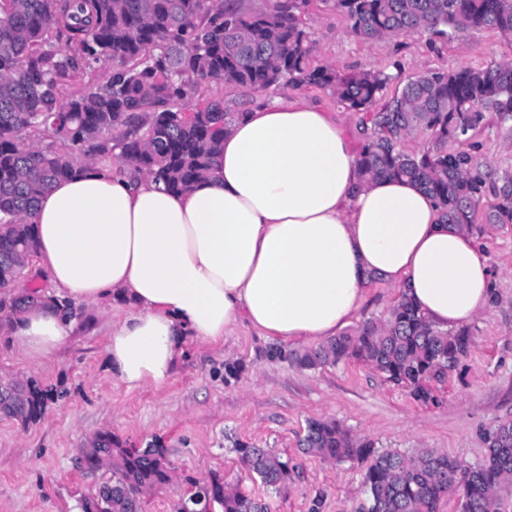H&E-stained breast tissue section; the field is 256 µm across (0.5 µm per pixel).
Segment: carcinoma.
I'll list each match as a JSON object with an SVG mask.
<instances>
[{"instance_id": "obj_1", "label": "carcinoma", "mask_w": 512, "mask_h": 512, "mask_svg": "<svg viewBox=\"0 0 512 512\" xmlns=\"http://www.w3.org/2000/svg\"><path fill=\"white\" fill-rule=\"evenodd\" d=\"M246 12L226 0H0V287H8L34 261L37 241L29 216L55 182L89 163H130L173 193L205 177L223 148L224 126L241 116L217 95L192 120L186 106L207 83L266 90L281 84L318 86L357 111H372L373 131L360 152L362 177L416 182L438 203L444 224L470 231L512 224V172H499L470 140L487 113L512 120V61L404 76L374 69L340 72L312 62L315 44L302 28L310 0H269ZM351 32L362 41L426 33L442 40L475 29L512 38V0H336ZM110 66L100 85L75 86L91 63ZM395 87L393 95L388 89ZM430 136L421 152L401 143ZM497 203L481 210L487 187ZM33 292L5 297L0 312H17ZM469 347L466 329L433 326L406 295L387 317L355 334H340L302 352L280 349L303 369L356 360L409 389L423 402L426 386L441 380ZM53 389L28 380L9 416L27 426L43 413ZM482 463L468 466L445 453L410 454L355 438L333 419H310L302 450L326 461L366 464L362 512H439L455 497L460 512H512L498 494L512 485V420L487 435ZM243 465L271 492L288 481V463L268 448L239 442ZM81 468L99 470L112 460L80 512H141L142 493L169 483L172 471L159 443L129 448L109 432L81 449ZM175 504L216 506L219 512H269V504L218 473Z\"/></svg>"}]
</instances>
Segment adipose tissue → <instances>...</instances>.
I'll return each mask as SVG.
<instances>
[{
    "label": "adipose tissue",
    "instance_id": "adipose-tissue-1",
    "mask_svg": "<svg viewBox=\"0 0 512 512\" xmlns=\"http://www.w3.org/2000/svg\"><path fill=\"white\" fill-rule=\"evenodd\" d=\"M59 297L125 312L106 346L128 388L172 373L185 336L319 343L351 324L371 281L398 288L442 329L487 311L489 258L473 234L443 224L415 183L363 182L336 122L302 98L263 97L230 121L210 174L172 193L131 165L90 166L55 184L31 217ZM33 361L64 346L71 319L39 302L0 320Z\"/></svg>",
    "mask_w": 512,
    "mask_h": 512
}]
</instances>
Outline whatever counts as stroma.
Segmentation results:
<instances>
[{
	"mask_svg": "<svg viewBox=\"0 0 512 512\" xmlns=\"http://www.w3.org/2000/svg\"><path fill=\"white\" fill-rule=\"evenodd\" d=\"M304 23L317 62L343 72L398 65L411 73L512 61V39L489 29L433 45L423 35L359 40L333 0H312ZM278 92L329 112L361 148L364 113L318 87L282 85ZM475 140L495 168L512 170L511 120H491ZM478 239L489 257L495 299L468 323V352L443 380L432 381L435 399L427 404L358 362L303 370L270 358L274 339L245 325L218 343L186 337L172 374L134 390L107 369L111 317L80 311L75 335L39 363L0 335V379H32L60 392L29 426L0 418V512H77L80 496L98 481L77 467V451L103 430L137 448L157 441L167 450L173 478L144 496L142 512H173L189 480L202 483L214 472L264 497L271 512H359L363 466L302 453L298 441L311 418L335 419L380 448H427L467 465L480 463L489 429L512 419V224L486 225ZM398 297L389 284L372 283L352 329L383 320ZM240 441L287 460L290 474L279 493H266L244 468L234 450Z\"/></svg>",
	"mask_w": 512,
	"mask_h": 512,
	"instance_id": "stroma-1",
	"label": "stroma"
}]
</instances>
